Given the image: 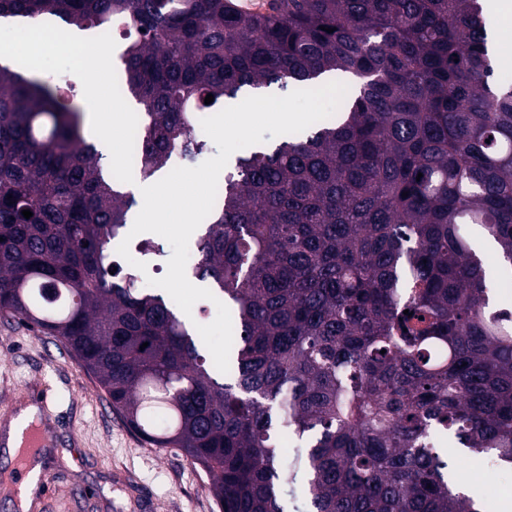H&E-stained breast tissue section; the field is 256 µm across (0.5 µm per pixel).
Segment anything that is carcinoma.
<instances>
[{"mask_svg": "<svg viewBox=\"0 0 512 512\" xmlns=\"http://www.w3.org/2000/svg\"><path fill=\"white\" fill-rule=\"evenodd\" d=\"M13 18L102 47L125 25L146 122L106 168L69 78L0 65V314L73 351L131 429L209 476L218 512H284L298 477L308 512H484L431 444L512 466V314L463 231L512 268V83L482 0H0ZM331 75L337 112L236 157L201 224L195 277L235 316L222 373L169 297L113 271L127 172L193 161L197 113L248 88Z\"/></svg>", "mask_w": 512, "mask_h": 512, "instance_id": "cac0c4a2", "label": "carcinoma"}]
</instances>
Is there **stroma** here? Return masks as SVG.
I'll use <instances>...</instances> for the list:
<instances>
[{"label":"stroma","instance_id":"1","mask_svg":"<svg viewBox=\"0 0 512 512\" xmlns=\"http://www.w3.org/2000/svg\"><path fill=\"white\" fill-rule=\"evenodd\" d=\"M64 64L71 68L81 111L122 114L112 140L115 155L123 156L125 118L133 105L117 92V71L89 75L99 86L91 104L83 86L88 75L79 61L53 54L43 58L40 69L50 72ZM472 239L492 270L491 298L512 308V274L499 268L480 229H473ZM43 385L52 390V408L39 416L49 438L29 449L28 456L40 463V477L54 493L35 501L30 512H217L207 476L182 451L152 447L120 415L108 412L105 392L73 352L57 338L0 315V420H11ZM440 452L448 458L455 487L492 504L493 512H503L504 499H512V471L494 480L484 458L462 448L444 446Z\"/></svg>","mask_w":512,"mask_h":512}]
</instances>
